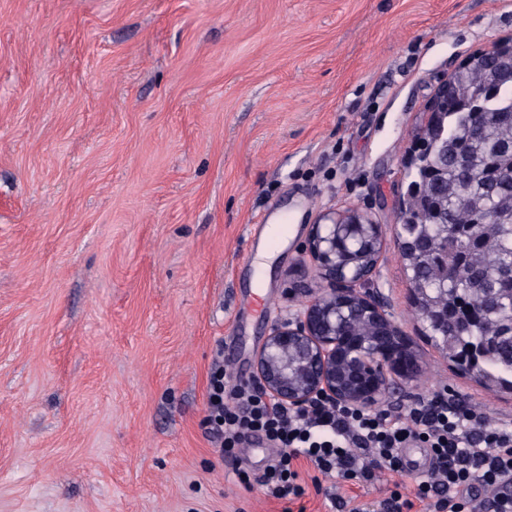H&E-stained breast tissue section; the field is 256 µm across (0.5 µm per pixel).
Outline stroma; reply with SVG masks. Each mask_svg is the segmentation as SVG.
<instances>
[{"mask_svg":"<svg viewBox=\"0 0 512 512\" xmlns=\"http://www.w3.org/2000/svg\"><path fill=\"white\" fill-rule=\"evenodd\" d=\"M505 36L512 0H0V512L375 510L414 485L314 487L302 460L305 496L277 500L274 449L205 428L216 350L250 381L324 292L301 246L330 210L384 228L370 287L423 361L389 407L444 391L512 423L425 336L394 239L426 100Z\"/></svg>","mask_w":512,"mask_h":512,"instance_id":"stroma-1","label":"stroma"}]
</instances>
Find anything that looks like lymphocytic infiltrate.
I'll use <instances>...</instances> for the list:
<instances>
[{
    "instance_id": "1",
    "label": "lymphocytic infiltrate",
    "mask_w": 512,
    "mask_h": 512,
    "mask_svg": "<svg viewBox=\"0 0 512 512\" xmlns=\"http://www.w3.org/2000/svg\"><path fill=\"white\" fill-rule=\"evenodd\" d=\"M223 365L208 382L205 423L223 454H235L251 434L265 437L276 455L259 478L276 499L300 498L305 489L296 463L306 459L324 476L370 483L381 472L408 470L403 450L428 452L424 480L395 483L384 512H479L471 495L481 483L498 512H512V427H486L480 415L436 392L403 409H346L324 401L293 410L255 385L226 386Z\"/></svg>"
}]
</instances>
